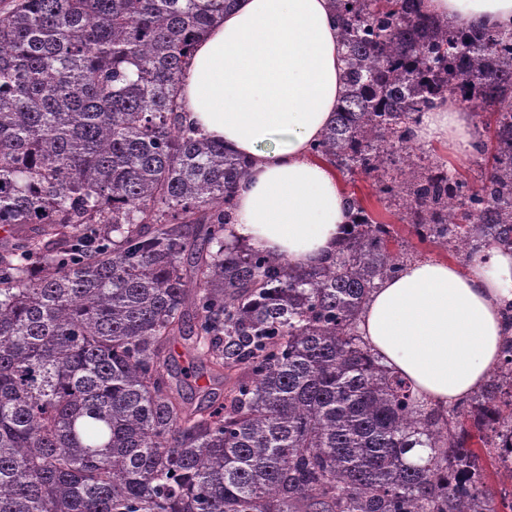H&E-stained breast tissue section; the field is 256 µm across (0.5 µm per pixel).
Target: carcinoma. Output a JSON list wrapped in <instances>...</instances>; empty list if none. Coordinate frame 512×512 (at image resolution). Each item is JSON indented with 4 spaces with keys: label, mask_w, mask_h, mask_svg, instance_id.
Instances as JSON below:
<instances>
[{
    "label": "carcinoma",
    "mask_w": 512,
    "mask_h": 512,
    "mask_svg": "<svg viewBox=\"0 0 512 512\" xmlns=\"http://www.w3.org/2000/svg\"><path fill=\"white\" fill-rule=\"evenodd\" d=\"M419 0H332L347 91L311 153L403 201L415 235L512 251V26ZM233 0H0V512H512V334L443 412L357 320L407 262L350 196L309 266L225 235L247 164L183 120L177 84ZM451 94L486 122L479 184L416 161ZM215 372L192 407L171 344ZM423 448L426 455H411Z\"/></svg>",
    "instance_id": "carcinoma-1"
}]
</instances>
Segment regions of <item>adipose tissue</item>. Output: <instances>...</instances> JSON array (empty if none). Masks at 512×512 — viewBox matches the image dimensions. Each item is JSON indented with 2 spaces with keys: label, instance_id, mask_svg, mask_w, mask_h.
<instances>
[{
  "label": "adipose tissue",
  "instance_id": "1",
  "mask_svg": "<svg viewBox=\"0 0 512 512\" xmlns=\"http://www.w3.org/2000/svg\"><path fill=\"white\" fill-rule=\"evenodd\" d=\"M423 8L458 29L512 25V0ZM344 53L328 0H236L198 41L178 87L186 122L250 163L231 233L299 265L335 252L352 222L338 175L310 152L342 94ZM412 134L461 158L483 142L452 98L423 113ZM511 305L512 253L489 247L462 262L411 263L375 290L360 331L386 369L444 410L497 365Z\"/></svg>",
  "mask_w": 512,
  "mask_h": 512
}]
</instances>
